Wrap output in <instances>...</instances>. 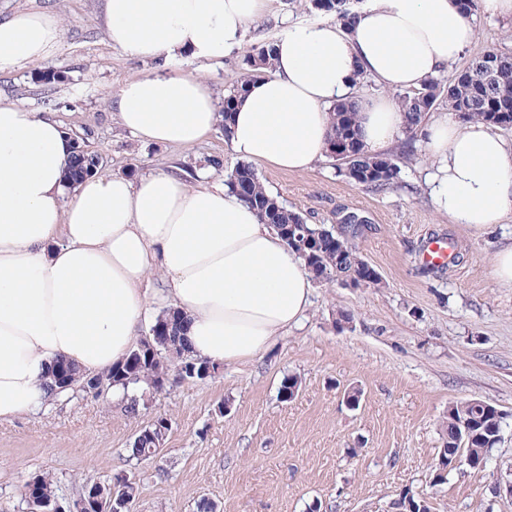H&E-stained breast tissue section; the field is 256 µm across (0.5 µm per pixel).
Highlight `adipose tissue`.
Listing matches in <instances>:
<instances>
[{
	"label": "adipose tissue",
	"mask_w": 512,
	"mask_h": 512,
	"mask_svg": "<svg viewBox=\"0 0 512 512\" xmlns=\"http://www.w3.org/2000/svg\"><path fill=\"white\" fill-rule=\"evenodd\" d=\"M270 3L104 0L112 45L157 65L120 88L121 125L147 142L202 140L219 120L216 103L204 79L167 66L240 48ZM475 38L458 0H365L347 27L285 24L270 69L239 98L228 144L250 163L309 170L326 156L330 106L353 99L362 142L379 152L403 128L393 92L420 88ZM62 41L57 15L14 10L0 20V73L54 57ZM364 75L381 94L359 96ZM74 147L58 120L0 97V422L52 400L44 376L55 361L94 374L124 358L152 273L194 354L214 363L254 359L301 321L313 291L304 261L223 183L98 173L68 196ZM427 148L440 163L434 200L454 223L480 229L512 214V141L494 127L445 116L429 125Z\"/></svg>",
	"instance_id": "obj_1"
}]
</instances>
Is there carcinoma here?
I'll list each match as a JSON object with an SVG mask.
<instances>
[{
    "label": "carcinoma",
    "mask_w": 512,
    "mask_h": 512,
    "mask_svg": "<svg viewBox=\"0 0 512 512\" xmlns=\"http://www.w3.org/2000/svg\"><path fill=\"white\" fill-rule=\"evenodd\" d=\"M316 8L333 12L336 20L345 25L353 19V14L344 8V0H313ZM273 44L269 43L259 49L257 54L248 58L249 70L245 77L224 96V107L220 112L219 125L227 127L231 113L234 112L237 98L244 86L251 80L262 76L261 67L269 65ZM469 78L459 80L455 74L444 81L432 77L420 89L399 94L398 103L403 112L404 129L410 137L417 136L427 114L440 99L448 103V111L462 117L463 120L484 121L501 126H512V54L489 51L475 60L467 70ZM332 128L328 141V155L339 153L347 161L339 163V170L347 179L372 189H384L398 183L401 169L390 157L370 154L365 150L358 133V112L352 102H340L332 109ZM100 157L83 151L76 158L65 175V187L72 188L85 176L99 171ZM250 180L248 198L245 202L257 211L262 223L273 227L283 238H288L287 226L305 224L304 217L278 202L270 195L249 164H240L229 175L226 185L231 192H237L236 177ZM341 227L328 228L336 238L331 245L318 239L316 231L319 226L306 224L310 237L305 247L289 244L295 252L305 253L304 262L314 279L342 280L362 278L368 285L380 284L376 270L367 265L359 255L355 240L364 232L350 230L346 219L339 218ZM168 328V339L157 345L159 359L153 363H140L134 354L103 372L107 377H118L116 386L127 389L131 385L144 384L156 391V379L160 374H167L170 367L181 368L190 360L197 358L190 351L185 336V319L174 309L156 318ZM503 416L499 410L477 399L454 402L448 406V415L444 421L445 439L439 456L446 461H455L459 466L466 465L472 469L487 461V451L500 442ZM166 433L150 427L134 439L130 451L133 457L142 460L147 449L164 443ZM39 482L41 499L52 504L58 497L52 480L46 475L35 477Z\"/></svg>",
    "instance_id": "carcinoma-1"
}]
</instances>
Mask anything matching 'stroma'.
Returning a JSON list of instances; mask_svg holds the SVG:
<instances>
[{"label": "stroma", "instance_id": "obj_1", "mask_svg": "<svg viewBox=\"0 0 512 512\" xmlns=\"http://www.w3.org/2000/svg\"><path fill=\"white\" fill-rule=\"evenodd\" d=\"M103 0H0V19L18 8L56 13L64 27L55 57L0 74V94L51 113L102 158L105 174L172 171L190 185L225 179L237 166L221 129L194 146L157 145L126 131L111 102L128 80L155 66L108 41ZM310 0H274L242 47L224 59L182 56L174 73H199L216 103L246 71L245 60L273 41L283 20H322ZM476 40L453 69L490 50L512 52V21L477 10ZM61 81L40 82L46 71ZM221 157L223 168L210 166ZM396 186L374 190L324 159L304 172L256 165L269 193L307 223L333 226L340 211L368 220L360 256L378 286L315 282L300 327L276 337L260 357L218 365L206 380H178L148 399L138 416L125 407L137 388L96 396L75 387L35 412L0 423V512H26L27 483L45 474L58 498L73 502L94 482L129 474L132 512H396L401 490L427 498L430 512H512V288L492 274L498 249L512 243V215L477 230L440 212L428 184L437 170L424 139L400 163ZM451 236L463 260L429 270L426 238ZM351 314L339 327V311ZM295 396L280 397L285 378ZM361 392L349 406L345 392ZM478 399L504 416L502 439L482 469L463 467L433 487L449 403ZM160 415L171 428L160 455L133 458L134 438Z\"/></svg>", "mask_w": 512, "mask_h": 512}]
</instances>
